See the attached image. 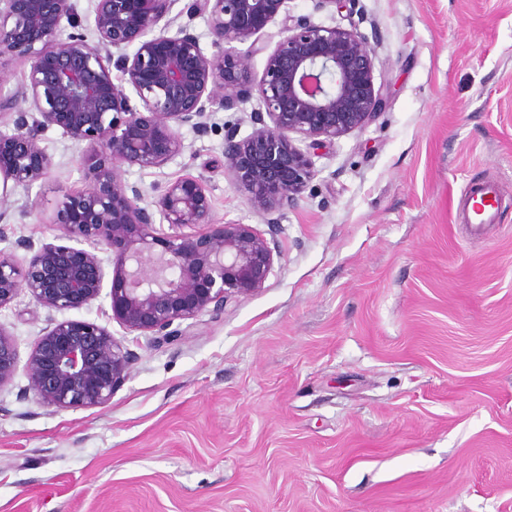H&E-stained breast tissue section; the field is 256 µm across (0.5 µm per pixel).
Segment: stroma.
Wrapping results in <instances>:
<instances>
[{
  "label": "stroma",
  "mask_w": 512,
  "mask_h": 512,
  "mask_svg": "<svg viewBox=\"0 0 512 512\" xmlns=\"http://www.w3.org/2000/svg\"><path fill=\"white\" fill-rule=\"evenodd\" d=\"M357 26L388 99L312 156L279 215L273 270L222 315L175 336L126 330L108 292L70 318L105 326L133 360L111 400L56 410L24 394L55 312L0 308L18 370L0 388V512H512V0H290ZM258 98L180 127L161 168L124 166L143 204L201 178L221 224L265 230L224 168V130L254 131ZM49 175L9 188L0 256L58 243L83 145L51 127ZM498 181L494 219L463 222L469 185Z\"/></svg>",
  "instance_id": "1"
}]
</instances>
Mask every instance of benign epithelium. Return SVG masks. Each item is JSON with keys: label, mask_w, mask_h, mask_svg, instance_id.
Returning <instances> with one entry per match:
<instances>
[{"label": "benign epithelium", "mask_w": 512, "mask_h": 512, "mask_svg": "<svg viewBox=\"0 0 512 512\" xmlns=\"http://www.w3.org/2000/svg\"><path fill=\"white\" fill-rule=\"evenodd\" d=\"M178 2L95 0L90 42L82 34L57 38L73 15L71 0H0V61L24 68L20 90L0 96V118L22 102L35 111L32 122L22 114L13 132L0 130V183L30 186L49 174L40 141L53 126L86 144L91 182L57 215L62 237L90 249L30 242L32 255L20 271L1 257L0 308L22 291L55 312L83 308L101 293L105 270L97 251L108 250L112 319L126 329L172 336L177 322L223 313L230 298L264 287L278 219H267L266 234L249 224H217L202 181L191 176L167 184L154 212L139 205L141 192L122 179L121 168L165 166L183 151L177 128H202L210 109H233L256 91L263 106L253 115L258 128L245 139L225 132L224 168L270 215L298 205L314 176L310 150L365 128L384 110L366 36L354 25L312 20L330 3L353 7L356 0H311L312 13L299 16L290 14L288 0H189L188 17H209L210 54L188 26L171 33L162 23ZM281 14L283 37L255 84L246 60L224 45L251 38ZM115 70L140 105L114 82ZM99 148L109 150L111 164L95 160ZM157 215L169 232H158ZM131 359L97 323L58 320L34 344L24 393L59 410L100 406L124 381ZM16 371L14 340L0 326V387Z\"/></svg>", "instance_id": "7a95c632"}]
</instances>
